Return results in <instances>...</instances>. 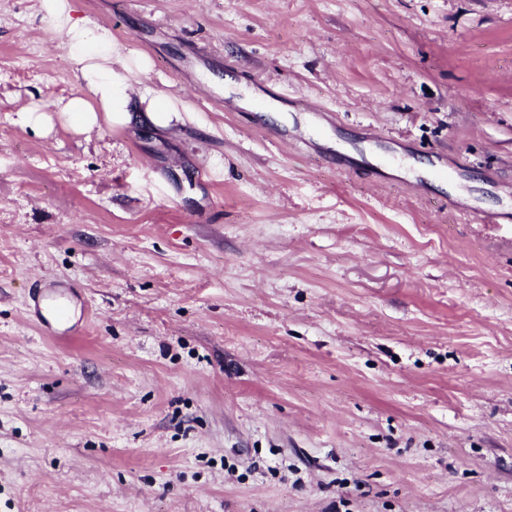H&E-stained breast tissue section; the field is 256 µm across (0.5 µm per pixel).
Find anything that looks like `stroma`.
<instances>
[{
    "label": "stroma",
    "mask_w": 512,
    "mask_h": 512,
    "mask_svg": "<svg viewBox=\"0 0 512 512\" xmlns=\"http://www.w3.org/2000/svg\"><path fill=\"white\" fill-rule=\"evenodd\" d=\"M72 4L181 119L0 0V512H512V0ZM48 23L66 37L77 80L89 97H72L60 108L61 117L76 130L130 122L131 96L125 72L131 59L121 56L112 33L87 17L74 18L69 0H42ZM101 113V117L99 116ZM141 105L143 106L141 109ZM179 112L174 105L160 96L142 95L139 98V112L142 117L156 126L167 127Z\"/></svg>",
    "instance_id": "stroma-1"
}]
</instances>
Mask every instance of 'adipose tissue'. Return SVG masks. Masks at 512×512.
Returning <instances> with one entry per match:
<instances>
[{
	"label": "adipose tissue",
	"mask_w": 512,
	"mask_h": 512,
	"mask_svg": "<svg viewBox=\"0 0 512 512\" xmlns=\"http://www.w3.org/2000/svg\"><path fill=\"white\" fill-rule=\"evenodd\" d=\"M42 8L48 23L65 35L75 76L88 90L87 96L68 99L61 116L77 130L131 121L135 100L125 73L133 62L119 54L111 32L88 18L74 17L69 0H42Z\"/></svg>",
	"instance_id": "adipose-tissue-1"
}]
</instances>
